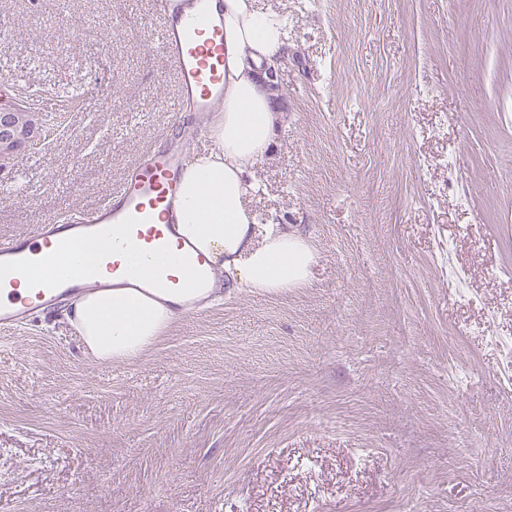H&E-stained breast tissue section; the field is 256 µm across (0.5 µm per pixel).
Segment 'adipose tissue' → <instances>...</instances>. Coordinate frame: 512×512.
Here are the masks:
<instances>
[{
  "label": "adipose tissue",
  "mask_w": 512,
  "mask_h": 512,
  "mask_svg": "<svg viewBox=\"0 0 512 512\" xmlns=\"http://www.w3.org/2000/svg\"><path fill=\"white\" fill-rule=\"evenodd\" d=\"M286 23L284 15L252 9L250 0H224V102L210 125V149L184 171L175 213L179 236L239 288L303 284L317 256L308 239L281 224L258 229L244 203L258 188L255 165L287 122L269 75L288 51ZM184 298L165 281L147 293L91 291L66 318L96 360L129 361L158 340Z\"/></svg>",
  "instance_id": "obj_1"
}]
</instances>
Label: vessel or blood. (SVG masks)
<instances>
[{"instance_id":"obj_1","label":"vessel or blood","mask_w":512,"mask_h":512,"mask_svg":"<svg viewBox=\"0 0 512 512\" xmlns=\"http://www.w3.org/2000/svg\"><path fill=\"white\" fill-rule=\"evenodd\" d=\"M158 39L174 64L182 102L191 105L192 119L183 121L181 135L171 146L154 151L131 167L109 197L98 207L74 216L66 214L41 225L28 237L0 240V326L23 323L37 306L49 307L64 295L79 298L87 274L77 262H63L66 249L59 230H69L73 239L92 240L106 246L112 258L111 287L128 286L127 255L142 256L144 265L138 287L152 284L171 237L177 234L175 220L157 223L155 211L175 212L178 190L191 147L205 138V118L224 99V3L223 0H157ZM191 268L187 288L200 286L209 260L189 241H181ZM35 263L59 265L60 273L33 283L31 292H16L18 277Z\"/></svg>"}]
</instances>
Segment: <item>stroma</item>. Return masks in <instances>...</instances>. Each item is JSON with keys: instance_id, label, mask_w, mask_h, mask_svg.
<instances>
[{"instance_id": "stroma-1", "label": "stroma", "mask_w": 512, "mask_h": 512, "mask_svg": "<svg viewBox=\"0 0 512 512\" xmlns=\"http://www.w3.org/2000/svg\"><path fill=\"white\" fill-rule=\"evenodd\" d=\"M288 112L246 204L317 252L131 361L61 306L0 328V512H499L512 504V0H253ZM153 0H0V96L93 84L0 166V238L97 207L181 101Z\"/></svg>"}]
</instances>
